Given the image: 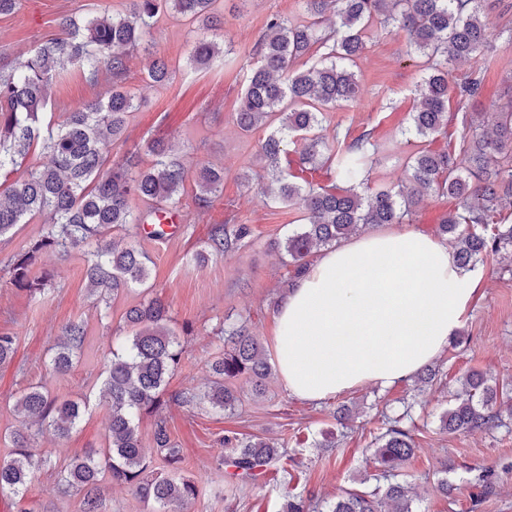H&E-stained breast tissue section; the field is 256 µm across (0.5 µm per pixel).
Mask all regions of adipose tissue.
Returning a JSON list of instances; mask_svg holds the SVG:
<instances>
[{
	"label": "adipose tissue",
	"mask_w": 512,
	"mask_h": 512,
	"mask_svg": "<svg viewBox=\"0 0 512 512\" xmlns=\"http://www.w3.org/2000/svg\"><path fill=\"white\" fill-rule=\"evenodd\" d=\"M476 286L447 244L417 232L326 249L275 309L281 380L307 401L408 381L446 350Z\"/></svg>",
	"instance_id": "obj_1"
}]
</instances>
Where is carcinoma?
I'll return each mask as SVG.
<instances>
[{
  "mask_svg": "<svg viewBox=\"0 0 512 512\" xmlns=\"http://www.w3.org/2000/svg\"><path fill=\"white\" fill-rule=\"evenodd\" d=\"M297 2L307 20L278 14L267 18L236 113L237 127L244 133L270 129L262 145L268 185L258 193L305 214L299 230L274 243L288 257L291 279L306 273L315 253L369 224H401L431 195L453 202L436 232L448 241L460 268L472 271L492 259L512 273V224L505 215L512 210V104L498 112L465 111L466 102L482 91V77L474 66L493 48L486 0ZM218 5L219 0H129L123 14L104 10L85 21L66 16L60 21L63 36L40 43L18 63L0 61V174L13 173L33 145L42 149V162L0 192V238L19 224L45 217V232L11 263L12 280L31 297L44 294L47 285L46 274L34 271L40 253L67 252L92 242L96 247L87 257L85 278L105 307L129 287L148 282L149 258L132 244L106 237L115 227L136 237L144 224L155 225L154 234L163 235L154 212L159 205L175 204L184 191L185 165L164 139L147 143V164L136 152L112 163L101 145L126 140L128 120L141 106L126 86L127 62L157 24L160 7L215 28L223 26ZM375 27L403 30L411 37V53L423 71L411 119L423 145L407 158V184L372 191L368 174L378 152L372 132L364 131L344 150L329 155L322 115L356 102L353 67ZM313 48L319 57L293 68ZM223 53L220 43L202 37L189 60L206 68ZM69 66L79 69L89 86L104 84L107 89L65 112H49L48 86ZM461 66L468 71L458 78L454 72ZM147 77L166 85L170 71L165 60L154 59ZM453 98L462 110L458 138L450 130L456 118L448 112ZM440 136L448 139L447 147L432 148ZM290 143L297 156L296 173L283 166ZM331 168L336 169V182L323 185L316 180V174ZM193 184L197 207L210 206L223 193L224 167L202 165ZM134 198L146 203L145 210L133 211ZM249 235L244 224L231 229L218 224L211 231L210 247L217 255L227 254ZM124 321L132 336L112 352L99 386V403L109 415L105 444L60 466L61 490L83 492L82 512H100V486L109 478L126 485L149 512H171L200 492L197 482L182 474L183 452L171 439L165 416L167 379L178 369L183 347L169 306L158 296L129 307ZM62 332L64 338L51 348L49 359L56 373L73 367L86 339L79 322L65 325ZM222 333L224 352L211 363V384L183 402L199 401L216 412L231 409L237 396L230 383L241 376L255 392L263 390L271 368L259 339L244 322ZM460 384L454 403L440 417L442 430L467 433L505 425L498 401L504 390L478 372L466 374ZM85 408V402L60 400L39 384L24 390L14 409L25 428L0 434L12 448L11 458L0 463V495L24 498L42 464L32 451L34 443L46 433L67 437ZM411 410L407 404L399 414L381 413V432L371 448L376 485L344 490L328 512H418L410 488L396 480L416 451ZM143 413L154 416L153 449L163 463L153 474L138 426ZM224 446L227 453L217 460L216 469L230 483L259 482L286 453L263 438L226 435ZM476 483L485 494L493 491L494 469L479 468Z\"/></svg>",
  "mask_w": 512,
  "mask_h": 512,
  "instance_id": "cac0c4a2",
  "label": "carcinoma"
}]
</instances>
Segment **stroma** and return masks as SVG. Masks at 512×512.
I'll return each instance as SVG.
<instances>
[{
	"label": "stroma",
	"mask_w": 512,
	"mask_h": 512,
	"mask_svg": "<svg viewBox=\"0 0 512 512\" xmlns=\"http://www.w3.org/2000/svg\"><path fill=\"white\" fill-rule=\"evenodd\" d=\"M126 10L125 0H22L20 10L0 16V60L15 61L36 43L59 37L62 17L87 18L103 9ZM223 62L192 69L188 58L200 23L171 13L160 16L129 60L126 83L141 100L128 124L127 139L108 145L110 161H121L128 150L150 140H171L188 171L204 163L224 168V192L208 209H198L192 190H185L177 208L183 224L177 237L155 241L140 235L137 247L152 260L150 282L154 293L170 306L173 326L180 333L185 353L169 378L166 393L175 396L204 389L208 362L224 348L219 336L223 324L248 320L263 343L268 359H275L274 318L277 303L288 292V269L273 242L297 230L303 214L295 208L268 203L249 189L244 175L262 174V144L266 130L245 135L236 125V108L253 62L254 44L266 18L278 13L301 19L297 0H223ZM494 49L491 62L481 64L483 91L471 102L473 112H494L512 101V0H492L488 11ZM404 34L371 30L367 49L356 61L359 94L355 104L326 112L327 139L347 145L363 131H372L381 147L370 173L371 189L396 186L405 177V162L417 139L410 129L415 88L422 71L408 56ZM164 58L173 70L167 86L146 79L155 58ZM95 89L78 69H70L50 89L52 109L63 112L95 98ZM246 224L251 229L239 250L223 256L209 255L214 225ZM39 221L18 225L12 237L0 240V334L15 338L11 360L0 364V427L18 428L14 404L32 383H42L61 399L92 402L78 427L62 439L44 434L35 445L47 457L31 482L25 501L0 496V512H79L81 493L62 492L57 470L64 461L103 445L107 412L96 400L101 372L112 346L124 343L132 331L123 314L142 296L141 286L104 309L95 306L86 287L87 247L68 253L47 252L36 268L47 273L41 297L30 298L14 285L10 258L25 251L37 237ZM478 290L464 316L459 346L448 347L437 359L446 375L441 386L415 392L413 382L382 390L358 388L342 395L309 402L288 393L279 374H272L264 394L256 395L246 379L235 387L240 400L234 410L217 413L205 404H173L167 410L170 436L183 450L185 475L195 477L198 498L183 512H278L287 495L314 497L324 503L337 494L359 488L362 478L374 472L367 448L377 433L381 411H396L402 402L414 401L417 451L403 472L412 483L420 512H512V424L492 431L449 434L441 430L440 417L458 380L476 371L490 381L512 386V276L501 274L495 261L477 266ZM84 321L85 346L71 371L49 370V349L64 325ZM348 405L355 419L349 427L336 424L333 412ZM235 431L287 443L295 463L275 469L264 481L232 489L215 461L225 453L224 434ZM336 447H326L327 438ZM453 465L443 473L444 465ZM494 467L498 484L494 494L479 496L472 470ZM455 490L444 494L441 477Z\"/></svg>",
	"instance_id": "stroma-1"
}]
</instances>
